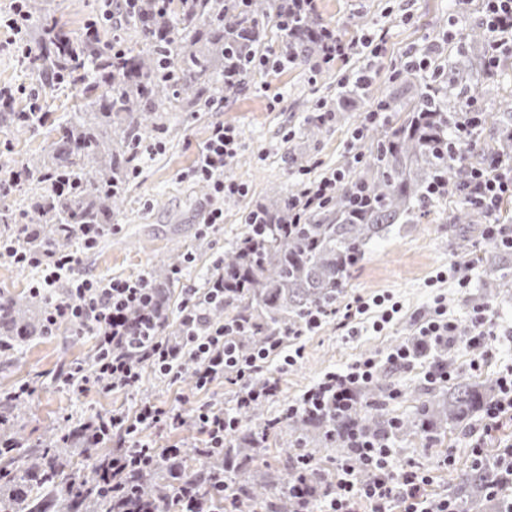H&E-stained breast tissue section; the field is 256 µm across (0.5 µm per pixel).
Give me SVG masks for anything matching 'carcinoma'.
Wrapping results in <instances>:
<instances>
[{
    "instance_id": "cac0c4a2",
    "label": "carcinoma",
    "mask_w": 512,
    "mask_h": 512,
    "mask_svg": "<svg viewBox=\"0 0 512 512\" xmlns=\"http://www.w3.org/2000/svg\"><path fill=\"white\" fill-rule=\"evenodd\" d=\"M288 10L287 0H170L164 14L143 11L133 18L143 36L155 30L167 34L148 48H129L121 54L101 52L72 35L71 52L58 51L55 36H42L43 51L37 68L59 71L75 84L73 112L56 142L51 159L29 157L24 162L28 180L39 186L52 175L72 186L66 198L38 192L28 197L26 215L36 233L24 238L23 250L67 252L85 224H104L124 200L129 187L133 153L137 143L165 127L157 102L178 101L185 83L195 87L192 105L210 98L223 88L235 94L242 80L224 83V70L249 73L250 59L259 55L265 39V23L276 21ZM179 14L186 25L171 29V16ZM321 23L312 12L292 16L285 49L293 61L304 64L318 56ZM465 51L444 66L435 47L423 52L439 75L427 84L416 82L413 70H400L396 81L404 88L400 96L382 100L392 117L364 129L370 144L359 163L345 165L346 180L322 206L308 212L300 224L288 223L292 216L288 193L283 205L270 210L251 209L244 233L224 252L207 287L224 281V304L210 308L213 323L224 320L244 326L234 337L243 352L267 337L286 336L298 330L308 312L336 304L349 279L365 258L366 246L385 238L396 224H417L441 194L432 187L444 185L445 195L460 200L455 213L458 224H485L506 220L512 206L504 201L490 215L470 205L458 194L461 168L499 158H512V87L499 86L496 72L486 68L487 42L483 27L473 26L458 38ZM200 48H195V45ZM476 70L496 86L498 99L482 109L483 123L495 129V137L475 150L456 149V125L464 118L466 102L454 99L449 89L460 85L464 74ZM342 101L369 94V87L351 78L340 87ZM182 254L172 253L158 261L151 273V287L161 318L175 287L174 270ZM476 262L485 274L486 300L512 295V249L488 240ZM38 300L30 294L0 298V356L9 358L20 336H41V316L35 314ZM495 384L461 380L448 390L421 402L416 418L393 420L382 413L383 386L373 383L355 393L352 408L339 415L298 417L290 427L304 439L318 437V446L308 450L318 458L329 445L344 446L345 433L355 428L370 437L395 433L434 437L463 422L488 404ZM244 429L235 442L252 451L261 462L270 433L261 404L241 411ZM81 449L79 465L68 458L70 449ZM105 459L94 448V433L83 428L59 436L26 467L37 479L33 496L15 491L0 497V512H112V500L91 490V475L102 469ZM295 471L280 475L265 473L262 479L243 476L235 485L238 506L244 512H297L298 503L284 488ZM154 473L141 476L137 490L151 505L166 503L175 509L172 486L153 481ZM487 474L476 469L454 489L461 512H499L509 495L494 501L486 497Z\"/></svg>"
}]
</instances>
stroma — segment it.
<instances>
[{"label": "stroma", "mask_w": 512, "mask_h": 512, "mask_svg": "<svg viewBox=\"0 0 512 512\" xmlns=\"http://www.w3.org/2000/svg\"><path fill=\"white\" fill-rule=\"evenodd\" d=\"M450 0H316V14L322 23L336 28L346 41L365 34H384L378 55H357L335 61L318 71L313 65H294L281 72L249 73L238 94L212 98L188 112L180 105L165 107L169 128L161 136V150L140 157V171L131 178L125 199L112 215V225L98 247L83 253L73 274L106 280L131 279L151 270L170 251L192 255L184 265L179 286L168 304L169 317H176L187 284L204 286L217 263L245 227V215L255 204L280 208L289 185L343 168L357 152H367L368 143L354 140L353 131L364 121L375 101L393 95V72L402 67L408 53L424 49L438 31L441 21L454 19ZM37 22L58 23L79 32L85 23L98 19L99 0H43ZM9 31L0 29V86L36 88L40 77L32 62L20 61L10 43ZM372 75L369 97L337 103L336 93L356 70ZM320 126L317 136L307 134L309 121ZM237 128L241 147L225 169L226 177L243 184L245 196L218 202L211 188L190 178L198 154L215 122ZM53 136L39 131L21 132L0 123V164L16 165L26 157L48 153ZM223 206L224 221L214 227L204 224L208 211ZM457 207L443 198L418 224H400L385 239L373 242L357 273L340 297L370 298L386 295L398 301L401 311L383 332H374L370 319L340 329L327 321L302 337V357L293 367L273 360L269 373L280 391L263 405L266 418L279 415L320 377L344 368L363 357H384L387 350L412 337L419 318L442 297L450 317L467 325L469 312L483 292L480 267L465 265L466 254H479L484 246L480 233L458 234L451 216ZM457 264L470 279L458 287L454 279L437 280L436 275ZM495 335L480 370H473L474 352L458 345L448 351V366L455 379L492 380L512 367V299L494 302ZM94 338L72 325L61 326L56 335L19 340L11 358L0 357V414L11 423L7 436L15 444L18 458L43 448L52 429L71 430L115 409L134 411L141 399L190 411L201 404L233 407L235 388L219 380L207 391L196 392L189 375L169 383L152 371H144L138 388H118L111 393L79 394L58 385L54 377L66 365L87 363ZM428 359L405 368L381 367L376 380L391 390L394 399H384L386 415L412 418L420 398L428 390L424 379ZM35 388L31 396L15 398L23 383ZM479 418L448 429L435 440L422 436L392 438L395 461L411 463L430 477L426 493L437 500L452 494L455 486L472 469L469 455L471 436ZM453 455L445 465V455Z\"/></svg>", "instance_id": "obj_1"}]
</instances>
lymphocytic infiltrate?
I'll list each match as a JSON object with an SVG mask.
<instances>
[{
    "instance_id": "obj_1",
    "label": "lymphocytic infiltrate",
    "mask_w": 512,
    "mask_h": 512,
    "mask_svg": "<svg viewBox=\"0 0 512 512\" xmlns=\"http://www.w3.org/2000/svg\"><path fill=\"white\" fill-rule=\"evenodd\" d=\"M483 23L488 33L491 51L487 66L496 68L501 62V50L512 49V0H481ZM240 146V134L235 127L215 123L201 148L192 178L208 183L217 199L245 196L243 185L224 175L228 159ZM345 178L344 171L334 170L308 180L293 202L298 213H305L330 200ZM459 189L467 201L479 209L493 210L503 197H512V163L496 159L491 163L465 168ZM6 253L22 268L37 270L39 277L31 288L32 294L44 295V332L54 335L58 325L70 324L88 330L95 338L91 365H72L62 370L60 382L84 393H102L118 387L135 386L144 370L160 378L177 381L185 371H192L197 389L205 390L222 379L235 385L234 406L230 409L199 407L192 418L155 401L145 399L134 412L115 410L99 416L94 428L111 435L112 456L94 479L99 491H111L118 504L136 503L137 476L155 469L160 462H178L183 447L174 445L154 448L143 439L144 430L159 424L172 427L193 421L203 437L200 456L223 453L233 435L243 429L242 409L257 402H266L278 394L275 378L266 374L269 361L281 358L284 365L293 366L302 356L301 348L288 351L283 341L261 343L250 353H241L233 341V326L209 323L207 303L223 299V288H186L178 308V317L186 332L173 341L163 334L164 322L154 311L149 275L134 280L71 279L64 294L56 295V285L62 275L79 262L73 254L63 256L53 252L29 254L15 245L0 241V253ZM380 314L372 323L374 331H382L400 313L399 303L391 297L360 296L335 310L309 313L303 327L312 332L328 319H336L339 327H347L371 309ZM491 307L478 305L469 316L467 336H459L458 323L449 318L442 298H435L427 315L419 322L410 342L392 347L385 360L366 356L348 364L338 372L324 374L306 389L300 398L284 406L281 417L291 420L300 416H315L329 411L348 409L357 389L373 381L381 365L401 368L421 357L439 353L457 342L469 349L487 348L494 331ZM495 383L499 395L483 409L482 432L487 435L505 423H512V368L500 373ZM345 446L336 460V494L326 503V512H358L361 503H369L372 512H458L453 498L430 501L423 490L429 477L414 465H394L388 440H372L358 430L344 437Z\"/></svg>"
}]
</instances>
